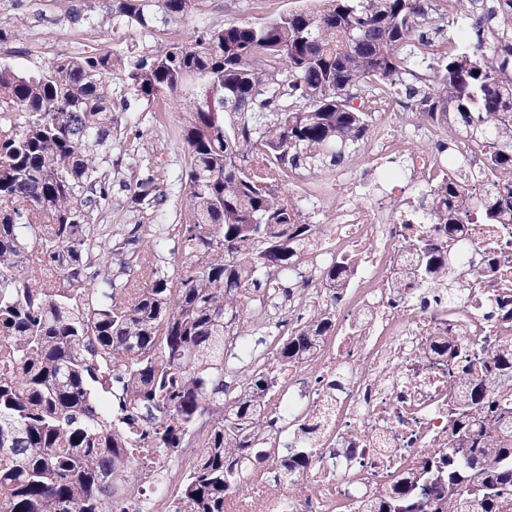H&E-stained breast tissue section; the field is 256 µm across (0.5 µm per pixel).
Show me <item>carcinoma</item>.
Here are the masks:
<instances>
[{
    "label": "carcinoma",
    "mask_w": 512,
    "mask_h": 512,
    "mask_svg": "<svg viewBox=\"0 0 512 512\" xmlns=\"http://www.w3.org/2000/svg\"><path fill=\"white\" fill-rule=\"evenodd\" d=\"M195 0H122L112 27L148 36L189 15ZM317 12L262 26L206 29L189 45L147 54L131 44L59 56L35 71L0 65V512H225L242 491L244 464L281 482L316 462L298 441L272 442L288 367L336 326L327 306L286 332L270 318L282 282L321 246L282 192L288 170L340 164L362 140L373 109L403 101L427 122L485 141L484 174L512 184V0L492 17L472 13L448 43L436 0H323ZM183 109L181 174L142 151L143 131H116L112 100ZM130 173L132 207L155 212L163 187L185 181L179 224L110 223L112 150ZM454 182L429 191L430 230L414 241L394 287L448 285L463 294L448 245L477 215L500 224L499 197L441 211ZM181 268L160 264L170 238ZM346 262L323 268L326 288ZM248 312L238 352L226 328ZM271 338L246 382L225 378L252 362L251 336ZM459 386L448 421L456 445L354 504L353 512H512V415L492 379L455 357ZM493 371L512 386V344ZM193 458L179 488L161 473Z\"/></svg>",
    "instance_id": "cac0c4a2"
}]
</instances>
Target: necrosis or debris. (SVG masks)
<instances>
[{
	"label": "necrosis or debris",
	"mask_w": 512,
	"mask_h": 512,
	"mask_svg": "<svg viewBox=\"0 0 512 512\" xmlns=\"http://www.w3.org/2000/svg\"><path fill=\"white\" fill-rule=\"evenodd\" d=\"M371 153L378 169L401 162L405 182L386 202L338 203L334 249L348 258L351 274L334 291L336 333L284 377L280 411L289 434L319 425L316 467L296 476L301 490L286 498L271 497L268 477L251 473L226 512H351L359 498L411 472L426 449L454 443L448 407L456 376L448 359L431 351L432 340L453 337L482 373L498 347L512 342V316L500 310L501 299L512 300V224H467L451 242L463 300L436 294L422 304L414 290L395 296L388 288L408 258L407 216L424 218L411 187L428 190L449 174L478 170L482 143L466 141L443 164L427 146L382 134Z\"/></svg>",
	"instance_id": "4bbe7bcc"
}]
</instances>
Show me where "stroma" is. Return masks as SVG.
Listing matches in <instances>:
<instances>
[{
  "instance_id": "stroma-1",
  "label": "stroma",
  "mask_w": 512,
  "mask_h": 512,
  "mask_svg": "<svg viewBox=\"0 0 512 512\" xmlns=\"http://www.w3.org/2000/svg\"><path fill=\"white\" fill-rule=\"evenodd\" d=\"M119 0H0V27L12 35L0 41V65L15 69H34L58 55L80 49H119L125 41H138L148 52L163 50L169 42H192L200 27L219 29L229 23L246 21L255 25L288 12L316 11L319 0H196L192 13L185 19L160 26L150 37L137 29L121 33L112 31V14ZM78 10L90 14L95 24L78 28L68 13ZM182 114L178 105H170L162 124L143 122L145 150L155 153L163 164L180 171L185 145L181 136ZM373 163L369 141H360L355 152L341 165L324 163L319 169L297 167L283 186V193L296 205L302 220L322 225L332 232L336 223V202L345 192L343 173L368 168ZM123 174L112 177V221L116 224L176 223V213L186 202L183 181L176 180L164 189L166 201L157 213L147 215L131 208Z\"/></svg>"
}]
</instances>
